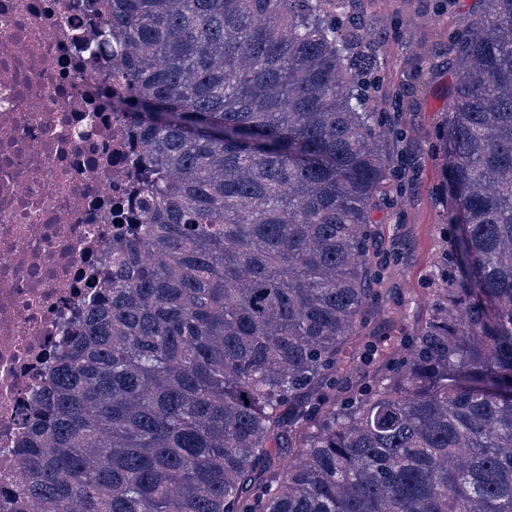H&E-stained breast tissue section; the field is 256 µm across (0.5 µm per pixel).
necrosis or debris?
<instances>
[{"instance_id": "4bbe7bcc", "label": "necrosis or debris", "mask_w": 512, "mask_h": 512, "mask_svg": "<svg viewBox=\"0 0 512 512\" xmlns=\"http://www.w3.org/2000/svg\"><path fill=\"white\" fill-rule=\"evenodd\" d=\"M101 13L69 0H0V483L28 474L15 452L38 407L62 319L98 303L102 256L129 220L127 120L106 85Z\"/></svg>"}]
</instances>
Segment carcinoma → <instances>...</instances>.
Listing matches in <instances>:
<instances>
[{"label":"carcinoma","instance_id":"1","mask_svg":"<svg viewBox=\"0 0 512 512\" xmlns=\"http://www.w3.org/2000/svg\"><path fill=\"white\" fill-rule=\"evenodd\" d=\"M348 2L104 0L134 222L0 512H512V0L448 34V236L359 359L392 157Z\"/></svg>","mask_w":512,"mask_h":512}]
</instances>
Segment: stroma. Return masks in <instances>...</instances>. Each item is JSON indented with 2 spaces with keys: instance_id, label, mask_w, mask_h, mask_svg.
Returning <instances> with one entry per match:
<instances>
[{
  "instance_id": "1",
  "label": "stroma",
  "mask_w": 512,
  "mask_h": 512,
  "mask_svg": "<svg viewBox=\"0 0 512 512\" xmlns=\"http://www.w3.org/2000/svg\"><path fill=\"white\" fill-rule=\"evenodd\" d=\"M479 0H354L350 21L359 24L383 52L381 84L374 100L402 128L390 137L395 158L392 204L377 212L379 244L394 264L385 278V314L368 333L383 340L412 330L424 316L423 290L448 221L446 173L430 144L448 119V32L478 17ZM430 72L422 81L411 75L420 59Z\"/></svg>"
}]
</instances>
